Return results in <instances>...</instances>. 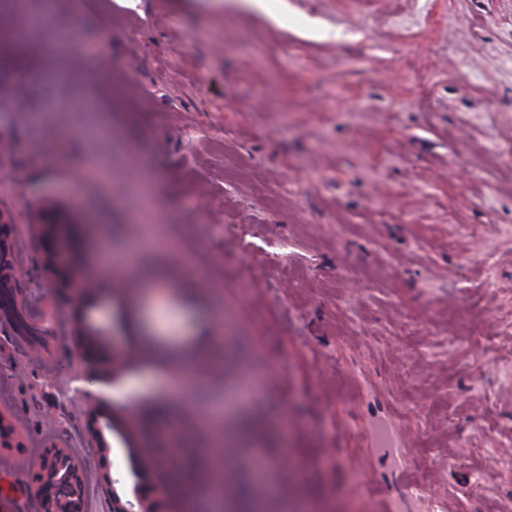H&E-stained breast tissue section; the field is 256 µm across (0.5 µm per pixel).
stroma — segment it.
Returning <instances> with one entry per match:
<instances>
[{
  "mask_svg": "<svg viewBox=\"0 0 512 512\" xmlns=\"http://www.w3.org/2000/svg\"><path fill=\"white\" fill-rule=\"evenodd\" d=\"M42 2L0 0V211L45 332L0 326V512H41L52 441L83 512H512V0H55L56 57L17 36ZM67 246L62 236L54 239L53 245L44 250V267L55 276L57 283L63 288H91L94 285V278L87 271L75 274L72 271L68 260ZM63 272L64 277L59 278ZM64 456H69L65 450L56 444H52L44 449L41 455V461L36 468L32 479L35 493L42 503L43 512H54L53 498L56 485L53 480V474L61 470L59 461ZM70 457V456H69Z\"/></svg>",
  "mask_w": 512,
  "mask_h": 512,
  "instance_id": "obj_1",
  "label": "stroma"
}]
</instances>
